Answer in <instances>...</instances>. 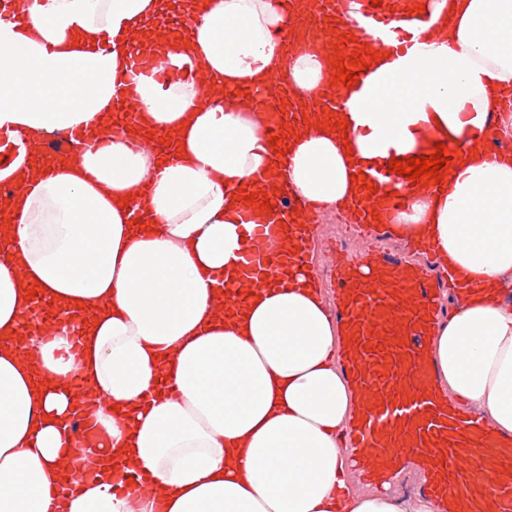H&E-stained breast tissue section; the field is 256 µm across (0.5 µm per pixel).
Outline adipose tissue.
<instances>
[{"instance_id": "1", "label": "adipose tissue", "mask_w": 512, "mask_h": 512, "mask_svg": "<svg viewBox=\"0 0 512 512\" xmlns=\"http://www.w3.org/2000/svg\"><path fill=\"white\" fill-rule=\"evenodd\" d=\"M188 35L166 66L195 80L136 86L134 128L112 133V100L129 59L164 29L161 0H25L26 22L0 15V128L35 138L96 123L101 144L52 174L34 176L26 153L0 170L20 191L0 217V512H438L357 491L345 426L358 395L338 364L340 332L313 264L271 270L276 290H254L225 314L215 278L235 271L245 198L265 173L294 190L309 218L349 211L361 168L388 164L373 140L424 155L430 142L472 140L512 88V0H432L456 24L430 54L377 62L386 83L347 113L346 131L310 118L287 135L277 163L263 115L235 98L266 89L287 69L301 101L328 76L324 58L288 56L283 0H178ZM169 137L170 165L133 149L142 130ZM437 191L409 189L379 230L424 250L455 288L428 345L438 384L499 434H512V158L464 152ZM151 188L137 228L124 202ZM81 311L79 336L38 329L27 284ZM80 354H72L73 341ZM174 380L177 396L161 388ZM79 379L108 454L137 462L153 496L135 499L112 473L71 483L63 458Z\"/></svg>"}]
</instances>
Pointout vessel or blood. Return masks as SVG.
Returning a JSON list of instances; mask_svg holds the SVG:
<instances>
[{"label":"vessel or blood","mask_w":512,"mask_h":512,"mask_svg":"<svg viewBox=\"0 0 512 512\" xmlns=\"http://www.w3.org/2000/svg\"><path fill=\"white\" fill-rule=\"evenodd\" d=\"M358 3V11L349 17L341 0H320L319 11L302 18L294 0H287L291 50H324L351 58V49H339L335 42L334 30L346 19L365 43L388 52L442 38L441 21L412 16L405 9L406 0H382L377 6L372 0ZM188 28L182 19L170 23L148 52L132 56L129 76L122 79V91L112 102L114 111H134L133 77L154 70L170 42ZM357 76V85L350 89L341 82L323 87L322 114L346 108L349 93L370 96L378 84L373 69L358 71ZM91 139L85 127L68 130L49 145L38 138L19 145L0 131V163L10 164L22 149L36 154V166L43 172L73 159ZM365 176L374 189L362 193L352 223H367L378 205L386 221H393L405 202L409 179L384 168L366 170ZM256 191L271 204L263 214L266 223L283 233L306 224L287 185L270 188L261 178ZM329 252L327 272L336 284L334 315L344 336L340 354L360 394L361 409L348 432L359 471L385 490L404 472L421 467L427 472L422 492L436 498L444 512H512V438L465 414L436 385L427 345L441 310L439 280L429 269L389 253L352 255L335 242ZM287 265L286 258L262 241L259 231H252L238 275L220 282L222 305L245 302L249 291L266 286L264 270ZM71 437L73 471L88 477L81 453L93 437V427L84 415L76 416Z\"/></svg>","instance_id":"b4317fda"}]
</instances>
